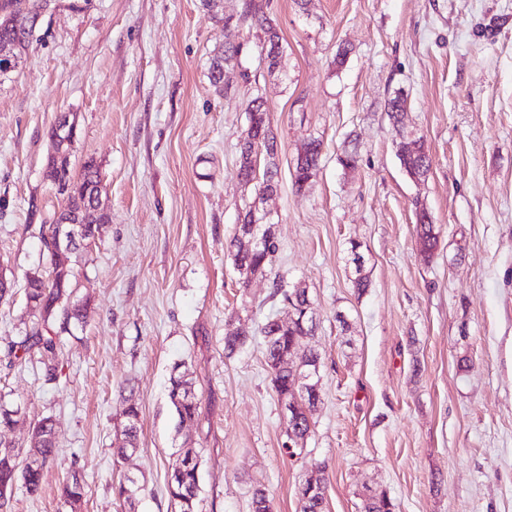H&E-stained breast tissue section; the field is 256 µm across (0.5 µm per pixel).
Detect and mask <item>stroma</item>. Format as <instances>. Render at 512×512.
Wrapping results in <instances>:
<instances>
[{
    "instance_id": "stroma-1",
    "label": "stroma",
    "mask_w": 512,
    "mask_h": 512,
    "mask_svg": "<svg viewBox=\"0 0 512 512\" xmlns=\"http://www.w3.org/2000/svg\"><path fill=\"white\" fill-rule=\"evenodd\" d=\"M246 2L223 3L241 49L220 92L207 74L224 29L201 0H52L0 81V276L12 285L0 300V402L20 412L0 440L24 459L31 423L57 422L39 497L16 486L0 512H174L167 475L184 445L202 460L197 512H250L257 482L273 512H299L296 490L320 463L325 512H359L368 486L400 512H512V0H310L304 11L255 0L281 37L273 73ZM398 93L401 132L385 113ZM257 95L280 142V188L266 204L274 269L306 288L314 329L302 347L322 357L312 432L294 458L261 336L224 352L228 325L286 315L271 277L240 287L226 249L255 198L236 163ZM61 112L78 115L72 167L97 161L109 221L73 260L87 318L61 333L48 382L39 363L4 353L37 320L24 289L48 268L40 230L61 201L44 168ZM405 136L432 158L425 180L400 164ZM312 137L324 143L320 167L299 193L293 164ZM346 150L355 168L339 164ZM419 206L439 232L428 259ZM178 364L200 403L181 429L168 398ZM129 389L139 446L122 459ZM74 470L86 494L73 507L60 487ZM127 475L142 487L130 504L116 491Z\"/></svg>"
}]
</instances>
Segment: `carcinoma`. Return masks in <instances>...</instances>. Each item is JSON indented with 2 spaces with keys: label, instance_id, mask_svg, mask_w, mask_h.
<instances>
[{
  "label": "carcinoma",
  "instance_id": "1",
  "mask_svg": "<svg viewBox=\"0 0 512 512\" xmlns=\"http://www.w3.org/2000/svg\"><path fill=\"white\" fill-rule=\"evenodd\" d=\"M203 6L211 12L212 19L224 23V44L214 50L209 68V80L216 90L224 84V67L236 60L240 45L236 41L235 29L229 19L213 8L212 0H202ZM50 7V0H0V43L12 45L15 52L27 54L34 33L43 16ZM246 14L263 31L268 54L275 60L280 55V35L273 21L252 4L246 5ZM406 110L405 98L397 93L387 101L386 114L393 127L403 128ZM248 126L245 136L239 144L237 176L244 185L262 187L269 192L279 190V164L277 137L271 125L270 112L263 97L256 96L247 104ZM414 148L399 156L406 173L414 177L427 175L432 160L418 139L410 140ZM322 140L310 139L298 154L293 166V185L302 190L316 175L322 155ZM70 178L79 182L80 188L101 183L98 165L94 159L84 162L81 173L70 174ZM256 225V234L263 237L265 245L246 250L238 237L230 241L233 264L241 277V287L248 286V276H266L274 274L272 296L280 298L283 306L293 309L296 316L303 313L302 307L309 303L304 288L286 287L284 276L273 273V261L278 244L273 225L264 224L247 206L239 213V229ZM416 234L422 244L424 257L431 258L437 243L438 232L429 212L425 208L417 211ZM350 255L355 265L356 278L353 281L357 292L363 293L369 287V279L363 275L364 257L355 243H350ZM53 279H47L38 272L27 276L26 299L38 313V322L18 341L7 345L6 358L9 363L25 356L37 353L44 365L45 380L56 379L59 336L51 323L60 320V330L66 331L73 323L84 319V306L71 300V282L74 276L72 263L62 267L49 260ZM263 336L264 355L270 369L271 382L277 399L281 403L293 406L285 420V433L293 444L305 443L311 432L312 411L320 401L318 381L301 382L297 380V369L288 364L301 340L311 335L308 327L297 321L283 323L278 318H269L259 328ZM254 336L248 327L229 331L224 336V351L232 355L244 347ZM192 386L187 374L171 376L169 402L178 426L195 420L198 415L196 395L186 396V387ZM121 416L124 418L123 439L118 443L116 452L121 457L135 452L138 447L140 409L132 397L123 398ZM32 438L34 450L50 461L55 455V422L50 417L39 420L33 426ZM44 468L30 464L18 466L12 445L0 442V495L12 494L16 483L21 482L31 497L40 495ZM201 471L198 452L191 448H181L176 460L171 464L167 480V491L177 512H196V501L200 490ZM62 495L66 502L79 503L85 496L84 480L76 473L63 485ZM299 512H324L325 486L321 476L306 478L297 489ZM399 505L385 490L367 487L361 494V512H398ZM251 512H273V502L267 488L257 486L250 497Z\"/></svg>",
  "mask_w": 512,
  "mask_h": 512
}]
</instances>
